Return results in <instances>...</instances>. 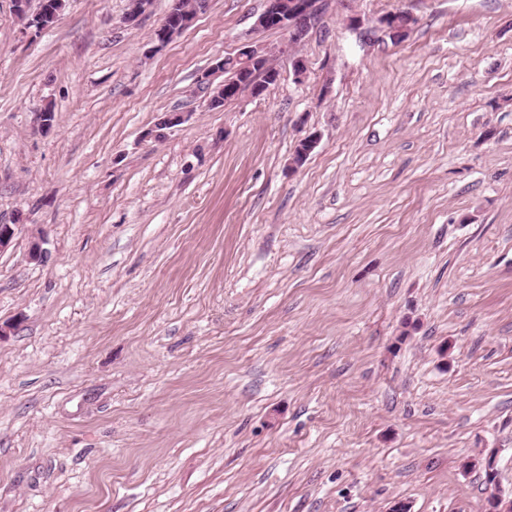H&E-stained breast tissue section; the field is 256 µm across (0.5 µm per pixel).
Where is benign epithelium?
<instances>
[{
    "instance_id": "obj_1",
    "label": "benign epithelium",
    "mask_w": 512,
    "mask_h": 512,
    "mask_svg": "<svg viewBox=\"0 0 512 512\" xmlns=\"http://www.w3.org/2000/svg\"><path fill=\"white\" fill-rule=\"evenodd\" d=\"M12 12L15 17L22 18L29 15L30 0H11ZM49 13L56 15L55 3L51 0H45L43 7L39 12L31 16L29 24L36 23L41 15ZM194 20V16L186 15L180 20H173L171 23H162L156 29L154 40L159 43H166L171 38V32L175 29L183 30L187 28ZM413 18H406L403 25H398L393 21V16L384 13L373 19H364L358 14H352L348 17V27L356 31L360 38L369 41L376 34L382 33L392 40H398V34L408 30ZM315 23V5L311 0H289L288 8L279 5L278 0H270L265 11L258 17L255 29L258 31L278 29L288 33V41L272 50L252 42L245 43L235 56L239 62L236 72L245 76L251 72L259 61L266 57H276L280 54H286L292 61L293 71L297 79H302L305 74L303 60L296 56L294 47L307 34L308 29ZM470 464L479 467L490 477L498 476L497 461L494 453H489L483 457L473 458ZM488 512H512V497L508 498L502 494L500 488H494L492 496L488 503Z\"/></svg>"
}]
</instances>
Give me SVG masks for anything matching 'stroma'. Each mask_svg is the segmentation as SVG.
Here are the masks:
<instances>
[{
	"label": "stroma",
	"mask_w": 512,
	"mask_h": 512,
	"mask_svg": "<svg viewBox=\"0 0 512 512\" xmlns=\"http://www.w3.org/2000/svg\"><path fill=\"white\" fill-rule=\"evenodd\" d=\"M317 2L304 82L211 110L267 0L163 45L171 0H0V512H486L489 452L512 492V0ZM398 20L393 21V13H384L373 19L365 20L359 14H352L348 17V27L356 31L363 41H370L377 33L391 37L392 41L398 40V35L408 31L409 25L413 22L412 17H407L406 22L400 26Z\"/></svg>",
	"instance_id": "stroma-1"
}]
</instances>
